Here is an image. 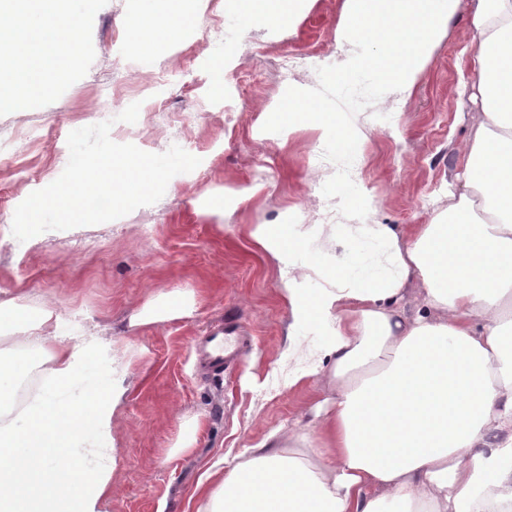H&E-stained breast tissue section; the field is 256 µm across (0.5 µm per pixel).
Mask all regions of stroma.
Wrapping results in <instances>:
<instances>
[{
    "mask_svg": "<svg viewBox=\"0 0 512 512\" xmlns=\"http://www.w3.org/2000/svg\"><path fill=\"white\" fill-rule=\"evenodd\" d=\"M343 4L315 0L288 29L227 24L224 0H202L200 17L221 25V35L193 22L180 44L143 58L124 33L134 0H99L67 79L38 107L0 112V299L18 298L33 316L54 303L74 332L112 343L128 364L112 419L116 464L105 512H193L189 496L217 458L260 446L275 431L303 430L326 396L321 378L288 383L279 272L245 228L289 208L309 213L337 193L334 178H312L336 156L315 151L309 133L283 144L255 128L264 109L292 90L326 111L340 109L332 67L344 52L336 39ZM288 50L326 55L329 67L280 76ZM475 51L465 16L457 14L410 97L370 99V111L398 115L396 130L369 132L363 148L361 178L378 201L379 222L409 230L447 206L443 188L456 185L462 170L454 150L480 118L469 100ZM134 102L137 147L162 153L177 145L199 166L179 174L175 189L154 204L102 224L48 230L32 248H16L3 228L30 193L62 174L70 131L112 119ZM230 102L239 120L228 125ZM256 182L262 192L236 211L205 210L225 188ZM185 292L194 298L187 315L131 326L153 295ZM228 315L252 345L236 367L199 376L193 341ZM191 422L196 444L175 452Z\"/></svg>",
    "mask_w": 512,
    "mask_h": 512,
    "instance_id": "35a3bbf8",
    "label": "stroma"
}]
</instances>
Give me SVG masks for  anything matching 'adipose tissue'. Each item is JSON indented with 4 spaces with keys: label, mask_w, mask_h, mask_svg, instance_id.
Returning a JSON list of instances; mask_svg holds the SVG:
<instances>
[{
    "label": "adipose tissue",
    "mask_w": 512,
    "mask_h": 512,
    "mask_svg": "<svg viewBox=\"0 0 512 512\" xmlns=\"http://www.w3.org/2000/svg\"><path fill=\"white\" fill-rule=\"evenodd\" d=\"M314 0H224V18L298 26ZM97 0H12L5 46L28 57L6 71L0 112L37 103L59 75L64 31L80 35ZM477 43L472 97L481 112L458 148L464 175L446 208L410 232L373 218L360 167L369 129H396L375 112H311L292 94L263 114L267 137L309 132L341 145L343 198L332 224L283 211L248 236L281 274L288 308V383L323 377L330 410L313 434L288 432L249 448L201 481L196 512H512V0H345L337 28L350 47L336 92L411 95L437 38L460 8ZM198 0L150 9L129 28L138 47L157 28L182 30ZM357 198L350 206L346 197ZM45 304L31 317L0 300V512H99L112 489L119 404L111 349L65 342ZM320 328L317 353L299 338ZM46 360L38 393L12 398L23 358Z\"/></svg>",
    "instance_id": "1"
}]
</instances>
